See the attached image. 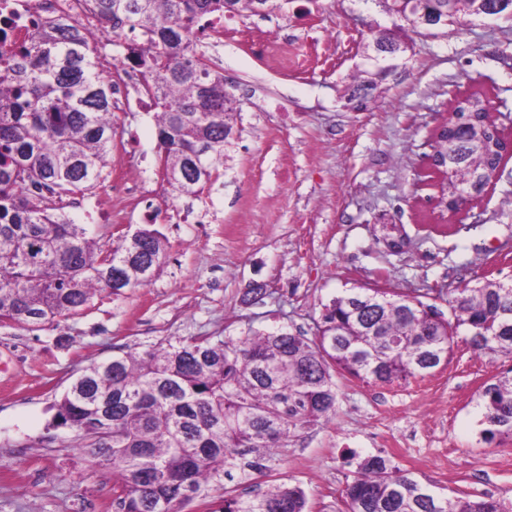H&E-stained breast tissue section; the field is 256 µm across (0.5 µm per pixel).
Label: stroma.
I'll list each match as a JSON object with an SVG mask.
<instances>
[{"label": "stroma", "instance_id": "35a3bbf8", "mask_svg": "<svg viewBox=\"0 0 512 512\" xmlns=\"http://www.w3.org/2000/svg\"><path fill=\"white\" fill-rule=\"evenodd\" d=\"M393 19L377 0H289L268 17L225 15L198 51L224 75L234 144L196 194L167 193L154 113L112 111L106 169L130 194L96 191L94 212L69 209L105 247L154 224L168 257L148 285L37 331L0 327V512H82L112 496L52 404L72 375L163 339L238 338L279 328L311 337L324 305L346 291L389 288L440 311L459 285L512 279V154L488 191L454 213L438 206L427 166L457 97L478 94L512 140V19L471 17L445 33L401 34L403 65L367 101L362 47ZM111 222H102V214ZM261 289L254 298L253 289ZM512 359L457 342L447 363L392 386L336 371V414L291 437L253 482L302 488L309 512H342L360 462L386 458L451 498L512 504V434L485 441L478 395Z\"/></svg>", "mask_w": 512, "mask_h": 512}]
</instances>
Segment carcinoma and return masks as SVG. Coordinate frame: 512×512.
Returning <instances> with one entry per match:
<instances>
[{"mask_svg": "<svg viewBox=\"0 0 512 512\" xmlns=\"http://www.w3.org/2000/svg\"><path fill=\"white\" fill-rule=\"evenodd\" d=\"M399 30L432 34L496 0H380ZM107 19L121 11L142 42L131 54L151 71L162 167L187 195L210 179L233 132L224 75L183 33L206 17L256 14L258 0H95ZM403 53L380 33L365 49ZM0 88V326L39 330L81 314L94 299L146 285L164 264V237L147 226L104 249L88 225L59 213L63 198L97 186L112 154L114 83L85 34L62 21L7 56ZM388 72L354 86L366 98ZM470 133L448 130L437 154L451 159L448 193L481 152V101H468ZM451 317L403 293L363 288L324 306L313 338L286 330L243 339L201 336L156 343L82 369L53 404L95 465L112 467L115 512H182L209 488L269 471L297 431L336 412L333 373L392 385L448 360L455 338L483 355L512 357V283L486 279L448 300ZM484 439L512 433V377L483 387ZM343 490L344 512H505L494 499L448 498L381 456L359 464ZM218 512H307L302 488L272 484L250 498L224 493Z\"/></svg>", "mask_w": 512, "mask_h": 512, "instance_id": "cac0c4a2", "label": "carcinoma"}]
</instances>
